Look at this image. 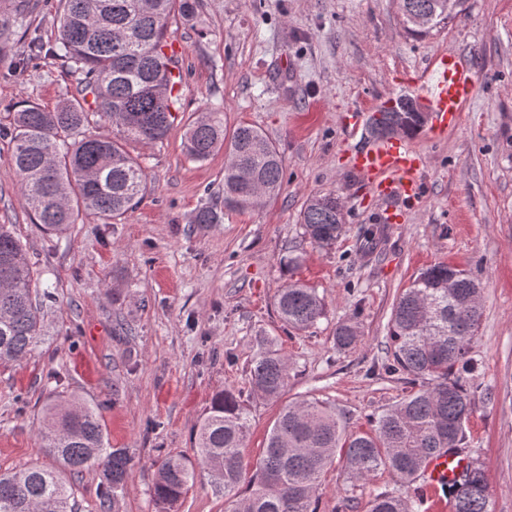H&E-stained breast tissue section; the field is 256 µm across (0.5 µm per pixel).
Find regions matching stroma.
Listing matches in <instances>:
<instances>
[{
  "label": "stroma",
  "instance_id": "obj_1",
  "mask_svg": "<svg viewBox=\"0 0 512 512\" xmlns=\"http://www.w3.org/2000/svg\"><path fill=\"white\" fill-rule=\"evenodd\" d=\"M182 73L180 103L167 137L131 143L147 165L140 205L112 224L82 215L51 241L33 224L0 137V224L15 225L32 259L47 268L52 293L41 312L35 353L0 367V472L44 458L40 408L76 393L104 405L109 443L135 460L115 512H156L152 486L167 454L194 457L193 430L213 395L248 389L256 338H275L288 358L281 403L310 395L363 430L412 391L386 374L387 323L421 269L447 262L484 284L483 316L471 345L473 410L469 461L484 471L490 512H512V0H467L438 32L406 34L396 0H199L191 19L172 17ZM449 52L471 62L476 90L460 124L409 139L423 154L419 205L401 223L379 221L380 199L355 172L365 131L349 135L346 113L372 114L407 94L427 61ZM74 82L62 61L42 54L24 74L0 61V128L20 102L56 107ZM219 111L224 127L259 128L279 150L283 187L265 207L221 212L201 228L197 210L221 203L224 151L194 162L186 131L199 113ZM341 200L345 232L321 248L303 236L312 196ZM302 254L290 270L281 260ZM316 288L325 314L295 332L275 295L288 282ZM359 325L362 341L337 350L338 323ZM281 403L250 398L245 456L255 462ZM378 470L349 478L342 461L321 477L318 512H369L373 498L399 491ZM224 490L205 469L177 512H226Z\"/></svg>",
  "mask_w": 512,
  "mask_h": 512
}]
</instances>
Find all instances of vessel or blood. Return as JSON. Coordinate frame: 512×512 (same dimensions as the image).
Masks as SVG:
<instances>
[{
    "mask_svg": "<svg viewBox=\"0 0 512 512\" xmlns=\"http://www.w3.org/2000/svg\"><path fill=\"white\" fill-rule=\"evenodd\" d=\"M432 116L433 133L441 134L460 121L467 102L475 92V75L470 61L462 54L442 55L421 77ZM356 172L373 184L385 202L384 218L395 222L397 210H409L420 196L423 158L401 136L375 143L354 155ZM465 455L438 453L429 458L423 470L426 498H435L440 487L452 484L467 467Z\"/></svg>",
    "mask_w": 512,
    "mask_h": 512,
    "instance_id": "obj_1",
    "label": "vessel or blood"
}]
</instances>
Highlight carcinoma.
<instances>
[{"mask_svg":"<svg viewBox=\"0 0 512 512\" xmlns=\"http://www.w3.org/2000/svg\"><path fill=\"white\" fill-rule=\"evenodd\" d=\"M57 56L76 78V93L49 110L21 102L8 131L9 157L20 191L44 231L65 236L81 214L105 221L137 207L147 174L124 143L163 140L179 101L175 61L164 48L176 13L195 14L196 0H60ZM31 0H0V55L20 41L28 53L13 59V69H27L42 48L26 18ZM404 13L428 18L425 27H406L424 37L446 25L448 0H401ZM133 29L137 38L124 39ZM92 100H87V97ZM119 130L120 137L90 131V118ZM225 147L224 208L244 211L276 196L282 187V159L257 128L237 127L224 136L218 112H207L190 125L187 155L207 160ZM304 237L319 247L336 243L344 232L342 206L330 193L311 197L302 212ZM42 271L31 261L13 225L0 224V365L17 363L37 349L42 336ZM482 283L448 263L421 270L395 303L387 324L393 351L389 373H399L416 391L370 420L367 431L348 428L342 415L315 397L288 403L267 436L263 456L251 466L244 448L250 409L243 392L216 393L195 429L196 457L224 487L233 512H316L315 494L336 452L344 455L350 478L369 479L379 469L400 483V494L380 493L369 512H418L421 501L412 481L425 461L441 450L466 447V426L473 397L464 372L475 369L468 350L482 316ZM281 320L305 331L324 314L315 289L289 282L278 289ZM361 340L359 327L336 326V348ZM288 364L275 340L262 337L250 368L256 395L277 401L288 388ZM41 448L54 467L32 464L0 474V512H76L65 475L92 468L103 475L101 508L118 497L133 457L111 448L102 409L78 395L59 396L42 406ZM152 496L158 512L174 508L195 479V465L182 455L158 463ZM453 512H490L482 469L468 465L462 482L450 485Z\"/></svg>","mask_w":512,"mask_h":512,"instance_id":"carcinoma-1","label":"carcinoma"}]
</instances>
